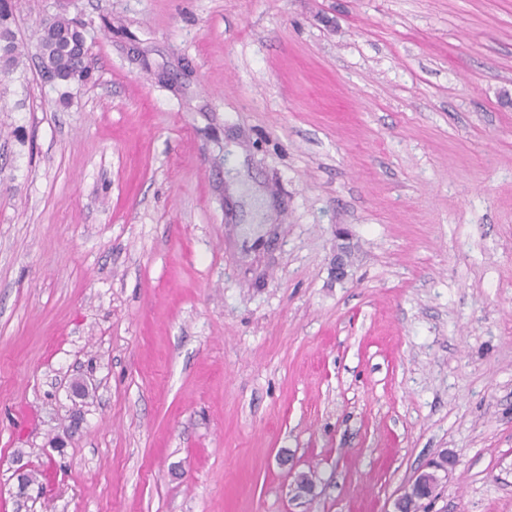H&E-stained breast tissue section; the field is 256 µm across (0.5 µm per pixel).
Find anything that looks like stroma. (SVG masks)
<instances>
[{"label":"stroma","mask_w":512,"mask_h":512,"mask_svg":"<svg viewBox=\"0 0 512 512\" xmlns=\"http://www.w3.org/2000/svg\"><path fill=\"white\" fill-rule=\"evenodd\" d=\"M15 4L0 512H512V0ZM40 41L43 47V62L63 81L84 78L88 71L80 68L86 67V55L80 57L77 66V49L83 43V37L72 22L65 17H56L51 26L41 31ZM425 470H420L417 472V474L412 478L410 483L407 487H405L403 494L398 497L395 505L396 510L395 512H407L414 511L413 508L414 505L417 504V502L422 500H432L437 496V490L439 486V479L437 482L433 484H429L427 486L428 490H426L424 493H420V491L424 488L426 483V477L428 472H424ZM412 503L409 505V508H406L407 503Z\"/></svg>","instance_id":"obj_1"}]
</instances>
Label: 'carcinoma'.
<instances>
[{"instance_id":"1","label":"carcinoma","mask_w":512,"mask_h":512,"mask_svg":"<svg viewBox=\"0 0 512 512\" xmlns=\"http://www.w3.org/2000/svg\"><path fill=\"white\" fill-rule=\"evenodd\" d=\"M3 28L0 39L3 40L5 60L0 66V73L7 74L16 63L18 45L15 33L10 30L8 24H3ZM40 41L44 64L61 80L81 79L87 75V71L77 66V49L83 43V37L69 19H53L51 26L41 32Z\"/></svg>"}]
</instances>
